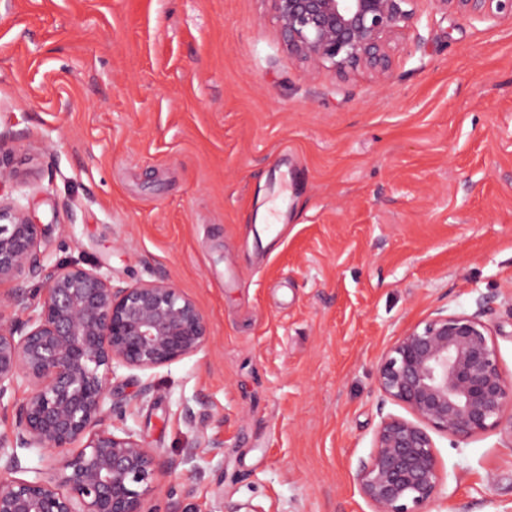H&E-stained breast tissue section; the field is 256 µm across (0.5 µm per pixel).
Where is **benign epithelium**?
Returning a JSON list of instances; mask_svg holds the SVG:
<instances>
[{"label":"benign epithelium","mask_w":512,"mask_h":512,"mask_svg":"<svg viewBox=\"0 0 512 512\" xmlns=\"http://www.w3.org/2000/svg\"><path fill=\"white\" fill-rule=\"evenodd\" d=\"M279 36L312 71L338 79L392 76L395 50L415 27L416 0H271ZM469 19H512V0H432ZM47 228L25 206L0 204V512H156L148 507L158 477L216 455L224 442L206 435L211 414L183 410L202 440L165 467L155 449L129 429L106 424L126 410L106 406L117 368L152 371L202 352L207 322L166 277L115 286L97 268L71 261L43 273ZM45 275L34 299L25 283ZM382 395L411 418H381L372 451L357 472L373 512H422L445 471L432 433L464 442L512 432V380L481 314L437 310L382 355ZM25 389L23 398L16 397ZM72 448L61 467L30 470L18 450Z\"/></svg>","instance_id":"benign-epithelium-1"}]
</instances>
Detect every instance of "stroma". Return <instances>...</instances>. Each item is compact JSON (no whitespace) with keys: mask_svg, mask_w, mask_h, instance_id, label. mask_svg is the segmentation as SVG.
<instances>
[{"mask_svg":"<svg viewBox=\"0 0 512 512\" xmlns=\"http://www.w3.org/2000/svg\"><path fill=\"white\" fill-rule=\"evenodd\" d=\"M416 7L377 84L292 59L269 0H0V199L50 225L42 265L165 275L208 321L111 380L162 461L200 398L224 443L157 512H372L356 473L405 413L375 368L435 310L482 312L512 378V21ZM435 442L429 512H512V433Z\"/></svg>","mask_w":512,"mask_h":512,"instance_id":"35a3bbf8","label":"stroma"}]
</instances>
